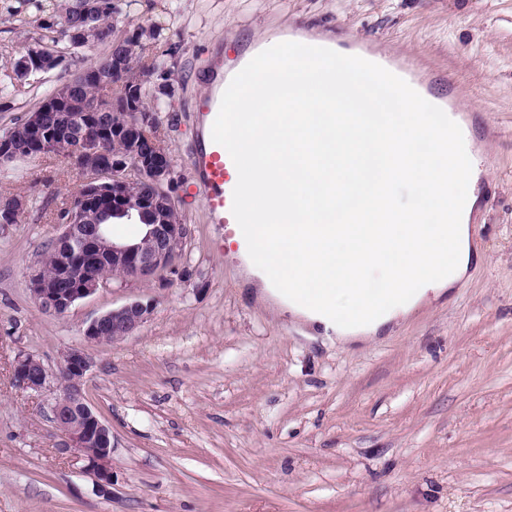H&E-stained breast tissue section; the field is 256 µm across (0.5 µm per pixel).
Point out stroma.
Instances as JSON below:
<instances>
[{
	"instance_id": "stroma-1",
	"label": "stroma",
	"mask_w": 512,
	"mask_h": 512,
	"mask_svg": "<svg viewBox=\"0 0 512 512\" xmlns=\"http://www.w3.org/2000/svg\"><path fill=\"white\" fill-rule=\"evenodd\" d=\"M59 3L13 17L15 0H0V83L16 85L0 135L61 82L13 71ZM298 20L453 78L480 171L467 277L355 345L307 340L258 299L194 190L215 51L232 64ZM141 25L161 33L149 53L175 50L158 138L187 236L174 270L115 277L45 313L29 273L82 177L60 156L0 171V196L27 201L0 230V512H512V0H134L116 16L118 35ZM134 300L151 305L146 323L87 345L86 398L112 429L106 499L83 460L58 452L59 388L19 389L12 365L30 354L57 371L93 318Z\"/></svg>"
}]
</instances>
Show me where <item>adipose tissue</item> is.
I'll use <instances>...</instances> for the list:
<instances>
[{
    "label": "adipose tissue",
    "mask_w": 512,
    "mask_h": 512,
    "mask_svg": "<svg viewBox=\"0 0 512 512\" xmlns=\"http://www.w3.org/2000/svg\"><path fill=\"white\" fill-rule=\"evenodd\" d=\"M320 97L350 108L353 126L317 111ZM284 99L300 100L301 110H281ZM232 110L241 117L252 196L261 211L309 229L257 242L263 292L294 318L341 343L368 341L466 275L472 254L466 219L478 198H460L458 187L476 182L478 172L471 162L419 151L438 122L425 102L395 90L377 99L364 77L302 59L291 76H268ZM258 111L263 127L256 134L251 123ZM330 175L344 183L332 197L325 188ZM402 185L416 194L403 208L394 200ZM438 207L447 209V223L435 222ZM375 272L386 290L405 293V300L380 309L361 301Z\"/></svg>",
    "instance_id": "adipose-tissue-1"
}]
</instances>
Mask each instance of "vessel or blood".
<instances>
[{
    "mask_svg": "<svg viewBox=\"0 0 512 512\" xmlns=\"http://www.w3.org/2000/svg\"><path fill=\"white\" fill-rule=\"evenodd\" d=\"M341 60L345 69L366 72L372 89H395L409 98L429 96L436 111L451 107L454 93L435 92L431 82L408 62H391L377 57L371 47L351 48L332 38L310 35L303 24L273 41L243 51L233 66L216 62L210 72L208 91L197 103L200 145L192 158L199 193L212 223L223 225L235 250L249 253L258 234L280 236L282 225L269 224L264 230L254 226L255 210L248 203L250 186L235 135L238 118L230 105L249 94L272 69H287L297 58L324 62ZM435 147L441 155L457 156L467 145L463 130L435 126Z\"/></svg>",
    "mask_w": 512,
    "mask_h": 512,
    "instance_id": "b4317fda",
    "label": "vessel or blood"
}]
</instances>
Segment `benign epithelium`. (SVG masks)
<instances>
[{"label": "benign epithelium", "mask_w": 512, "mask_h": 512, "mask_svg": "<svg viewBox=\"0 0 512 512\" xmlns=\"http://www.w3.org/2000/svg\"><path fill=\"white\" fill-rule=\"evenodd\" d=\"M109 5L107 0H83L80 12L87 23ZM58 61L24 59L20 72L26 76L48 73ZM123 55L112 53L101 67L84 68L59 84L53 97L38 112L29 114L17 127L0 139V166L19 158L56 152L61 143L77 140L67 149L72 168L82 176L78 199L56 238L55 270L47 277L41 266L29 274L30 292L38 307L62 315L79 300L95 294L107 284L100 277L107 268L123 277L147 278L174 265L186 237V226L166 218L174 200L164 186L170 175L166 152L158 145L134 142L135 158L117 156L98 148L97 138L109 134L107 113L112 111L110 89L124 76ZM93 84L98 93L92 100L77 92ZM52 115V122L45 114ZM147 211L158 214L137 243L112 237L100 222L104 216L135 221ZM151 313V305L132 301L92 319L84 330L88 343L117 341L140 328ZM91 367L83 346L67 349L58 372L52 373L29 354L18 356L13 364L15 384L24 390L41 391L55 382L61 390L51 408V419L64 436L58 451L73 453L86 462L95 477L96 492L112 497V431L87 403L84 380Z\"/></svg>", "instance_id": "benign-epithelium-1"}]
</instances>
